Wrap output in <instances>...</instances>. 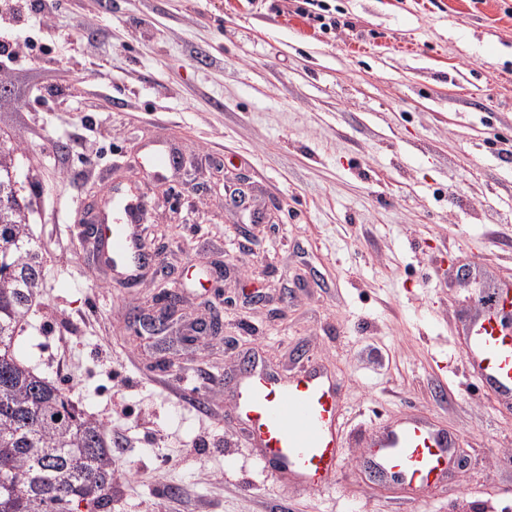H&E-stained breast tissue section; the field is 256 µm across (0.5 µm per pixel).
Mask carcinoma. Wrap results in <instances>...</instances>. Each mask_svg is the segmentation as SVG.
<instances>
[{"instance_id": "obj_1", "label": "carcinoma", "mask_w": 512, "mask_h": 512, "mask_svg": "<svg viewBox=\"0 0 512 512\" xmlns=\"http://www.w3.org/2000/svg\"><path fill=\"white\" fill-rule=\"evenodd\" d=\"M0 146V512H107L112 443L52 381L14 352L20 323L41 288L42 257Z\"/></svg>"}]
</instances>
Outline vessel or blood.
Listing matches in <instances>:
<instances>
[{
    "mask_svg": "<svg viewBox=\"0 0 512 512\" xmlns=\"http://www.w3.org/2000/svg\"><path fill=\"white\" fill-rule=\"evenodd\" d=\"M148 202L129 195L110 223L100 225L102 265L124 281L137 280L149 251L131 230ZM479 312L461 322L468 369L478 383L512 403V289H477ZM339 385L322 365L308 361L282 380L246 362L239 370L234 417L242 424L263 470L317 491L342 467L337 440ZM368 467L375 477L421 493L446 481L455 465L456 439L425 418L379 427L369 436Z\"/></svg>",
    "mask_w": 512,
    "mask_h": 512,
    "instance_id": "vessel-or-blood-1",
    "label": "vessel or blood"
}]
</instances>
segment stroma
Returning <instances> with one entry per match:
<instances>
[{
	"label": "stroma",
	"mask_w": 512,
	"mask_h": 512,
	"mask_svg": "<svg viewBox=\"0 0 512 512\" xmlns=\"http://www.w3.org/2000/svg\"><path fill=\"white\" fill-rule=\"evenodd\" d=\"M0 70V141L44 286L15 352L106 424L111 512H512V408L467 381L456 319L512 284V0H55ZM169 146L181 165L144 178ZM136 185L158 259L117 286L83 230ZM179 313L159 336L136 314ZM221 308L224 332L191 325ZM79 340L67 369L57 336ZM307 358L342 384L343 466L309 492L262 471L231 414L244 358ZM420 413L457 438L447 482L412 498L365 465L369 432ZM224 448L195 461L199 433Z\"/></svg>",
	"instance_id": "35a3bbf8"
}]
</instances>
